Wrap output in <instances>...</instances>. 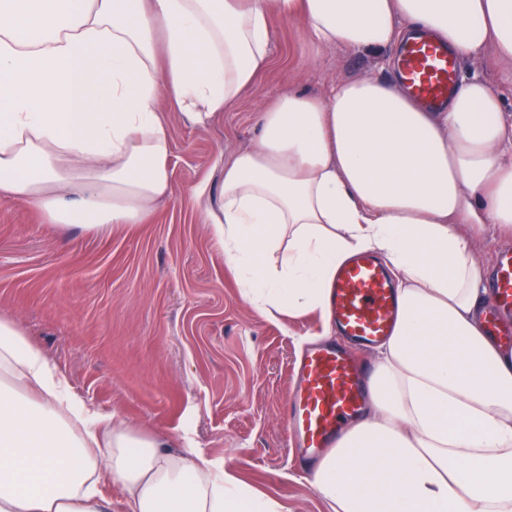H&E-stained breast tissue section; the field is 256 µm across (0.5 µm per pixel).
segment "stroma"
Masks as SVG:
<instances>
[{"instance_id": "35a3bbf8", "label": "stroma", "mask_w": 512, "mask_h": 512, "mask_svg": "<svg viewBox=\"0 0 512 512\" xmlns=\"http://www.w3.org/2000/svg\"><path fill=\"white\" fill-rule=\"evenodd\" d=\"M272 25L270 67L229 110L199 126L163 107L174 192L150 223L64 231L0 200V315L44 348L87 405L181 437L288 512H331L282 420L295 361L322 321L316 314L273 321L242 299L192 188H217L216 159L255 145L259 110L280 93H322L397 71L389 53L305 47L296 23ZM474 77L502 95L512 116V70L488 51L458 59V81Z\"/></svg>"}]
</instances>
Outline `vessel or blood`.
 <instances>
[{
    "instance_id": "obj_1",
    "label": "vessel or blood",
    "mask_w": 512,
    "mask_h": 512,
    "mask_svg": "<svg viewBox=\"0 0 512 512\" xmlns=\"http://www.w3.org/2000/svg\"><path fill=\"white\" fill-rule=\"evenodd\" d=\"M455 60L447 47L419 37L400 51L399 75L414 97L428 105L447 102L455 88ZM399 311L396 285L388 266L360 254L340 267L332 284L330 316L339 335L363 347L383 341L393 330ZM512 314V250L500 251L485 327L512 351V330L500 328ZM369 374L340 346L318 344L299 366V385L286 399L283 422L304 456L318 457L332 447L349 421L359 417L366 400Z\"/></svg>"
}]
</instances>
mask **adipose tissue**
<instances>
[{"label": "adipose tissue", "mask_w": 512, "mask_h": 512, "mask_svg": "<svg viewBox=\"0 0 512 512\" xmlns=\"http://www.w3.org/2000/svg\"><path fill=\"white\" fill-rule=\"evenodd\" d=\"M306 45L396 51L421 29L512 62V0H0V199L61 229L148 223L173 191L168 100L204 125L270 63L272 22ZM260 135L193 193L268 318L327 313L336 269L384 258L401 318L363 418L316 463L335 512H512V357L484 334L488 271L458 225L512 237V122L475 78L439 108L357 77L288 90ZM75 398L0 316V512H288L225 464Z\"/></svg>", "instance_id": "ef3b65f1"}]
</instances>
